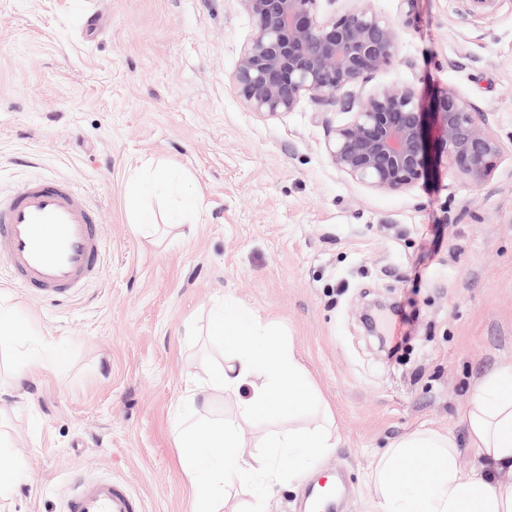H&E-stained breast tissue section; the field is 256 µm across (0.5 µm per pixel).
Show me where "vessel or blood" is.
<instances>
[{"instance_id": "vessel-or-blood-1", "label": "vessel or blood", "mask_w": 512, "mask_h": 512, "mask_svg": "<svg viewBox=\"0 0 512 512\" xmlns=\"http://www.w3.org/2000/svg\"><path fill=\"white\" fill-rule=\"evenodd\" d=\"M105 254L100 216L86 193L60 177L30 179L0 200V270L32 297L59 305L96 281ZM335 480L321 482L307 512H336ZM141 500L112 480L74 485L59 512H143Z\"/></svg>"}]
</instances>
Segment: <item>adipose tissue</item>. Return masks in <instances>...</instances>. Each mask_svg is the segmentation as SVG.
<instances>
[{
	"label": "adipose tissue",
	"instance_id": "ef3b65f1",
	"mask_svg": "<svg viewBox=\"0 0 512 512\" xmlns=\"http://www.w3.org/2000/svg\"><path fill=\"white\" fill-rule=\"evenodd\" d=\"M174 195L178 210L193 214L198 202L186 183L164 172H134L127 184L126 206L141 234L153 228L146 198ZM211 320L216 335L226 337L233 354L201 385L189 383L184 402L196 407L206 388H221L240 397V416L214 423H176L185 448L184 469L193 494V512H222L224 497L236 479L259 477L270 487L298 481V452L312 455L336 445L333 429L313 425L267 435L256 454L242 450L241 416L265 409L274 394L288 397L289 413L313 403L306 368L293 343L275 334L253 312L236 307L219 310ZM472 446L495 465L512 470V366L494 372L480 387L465 416ZM451 435L426 429L412 432L378 454L371 473L377 489L376 512H512V483L492 480L483 471L460 473ZM430 464L429 481L410 485L396 478L402 462Z\"/></svg>",
	"mask_w": 512,
	"mask_h": 512
}]
</instances>
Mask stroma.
<instances>
[{
  "mask_svg": "<svg viewBox=\"0 0 512 512\" xmlns=\"http://www.w3.org/2000/svg\"><path fill=\"white\" fill-rule=\"evenodd\" d=\"M397 22L396 64L370 86L421 98L456 87L498 138L489 180L435 177L380 194L331 163L325 142L356 95L252 112L232 76L253 34L238 0H0V195L43 173L84 189L102 211V274L51 306L0 272L35 329L0 336V447L20 466L0 512H59L79 471L123 481L145 512H190L173 433L188 380L224 361L209 334L219 301L245 306L291 339L336 448L297 463L305 478L246 481L255 499L300 512L307 480L333 469L341 512H371L368 474L407 433L451 434L463 471L486 466L463 416L477 384L512 364V0H369ZM101 9L95 38L80 25ZM162 167L199 202L190 224L145 238L125 206L131 173ZM416 314L398 356L379 351L367 303ZM41 365L28 367L31 355Z\"/></svg>",
  "mask_w": 512,
  "mask_h": 512,
  "instance_id": "1",
  "label": "stroma"
}]
</instances>
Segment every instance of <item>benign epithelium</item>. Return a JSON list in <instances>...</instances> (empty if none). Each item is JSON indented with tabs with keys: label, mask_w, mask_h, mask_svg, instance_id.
Wrapping results in <instances>:
<instances>
[{
	"label": "benign epithelium",
	"mask_w": 512,
	"mask_h": 512,
	"mask_svg": "<svg viewBox=\"0 0 512 512\" xmlns=\"http://www.w3.org/2000/svg\"><path fill=\"white\" fill-rule=\"evenodd\" d=\"M254 33L233 75L237 95L253 112H292L302 98L334 101L397 62L399 25L348 0L340 14L320 16L322 0H239ZM332 164L376 193L427 182L440 170L482 186L501 153L494 134L461 92L446 84L423 102L409 85H382L360 100L349 119L328 130Z\"/></svg>",
	"instance_id": "1"
}]
</instances>
